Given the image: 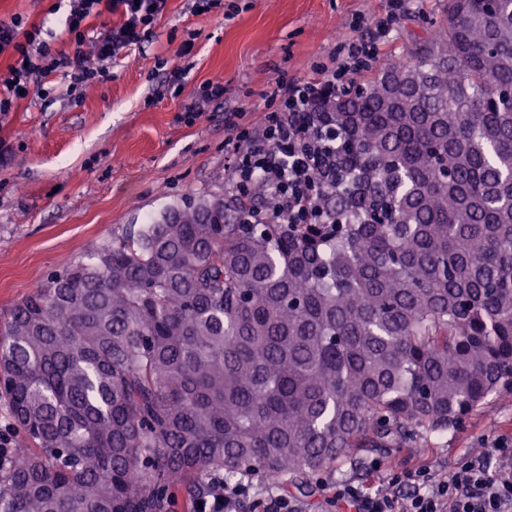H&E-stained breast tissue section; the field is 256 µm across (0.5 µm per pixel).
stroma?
<instances>
[{
  "label": "stroma",
  "instance_id": "obj_1",
  "mask_svg": "<svg viewBox=\"0 0 512 512\" xmlns=\"http://www.w3.org/2000/svg\"><path fill=\"white\" fill-rule=\"evenodd\" d=\"M195 5L168 0L139 48L85 95L57 72L45 78V96L29 94L0 112V315L49 272L126 228L187 200L231 192V143L275 108L277 85L334 66L341 39L372 38L388 11V0H221L204 14ZM69 9V0H0V23L18 17L24 29L51 30L52 51L70 54ZM442 17V0H426L397 19L380 60L404 54ZM188 39L192 53L177 57ZM177 66L186 79L176 95L167 76ZM215 80L223 81L224 96L206 99L203 89ZM510 437L512 395L496 396L459 431L432 436L429 447L393 449L381 472L368 456L355 466L342 460L313 497L293 498L302 512H348L334 497L339 484L384 490L389 472L426 465L442 474Z\"/></svg>",
  "mask_w": 512,
  "mask_h": 512
}]
</instances>
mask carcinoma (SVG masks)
Returning a JSON list of instances; mask_svg holds the SVG:
<instances>
[{"label": "carcinoma", "instance_id": "1", "mask_svg": "<svg viewBox=\"0 0 512 512\" xmlns=\"http://www.w3.org/2000/svg\"><path fill=\"white\" fill-rule=\"evenodd\" d=\"M315 104L326 224L199 197L0 316L19 437L0 512L190 509L213 479L308 490L512 393V0H445Z\"/></svg>", "mask_w": 512, "mask_h": 512}]
</instances>
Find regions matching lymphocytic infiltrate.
Returning <instances> with one entry per match:
<instances>
[{
    "label": "lymphocytic infiltrate",
    "mask_w": 512,
    "mask_h": 512,
    "mask_svg": "<svg viewBox=\"0 0 512 512\" xmlns=\"http://www.w3.org/2000/svg\"><path fill=\"white\" fill-rule=\"evenodd\" d=\"M66 28L78 44L73 54H52L49 43L25 31L22 19L0 23V54L14 62L0 79V112L10 111L35 77L54 72L68 78L73 89L83 90L107 80L109 66L140 44L147 26L161 18L167 0H72ZM109 13L116 21L103 33L90 36V17ZM92 43L93 56L82 46ZM346 60L333 71H320L280 91L282 108L265 113L259 126L241 130L237 137L233 186L240 198L271 191L278 197L283 224H319L326 217L318 205L322 184L312 178L319 154L335 150L336 139L317 118L314 105L325 87H336L363 73L379 54L378 46L345 41ZM406 485L408 494L369 493L351 484L336 488L337 500L354 512H512V448L503 441L454 469L446 480L435 479L419 468L391 479Z\"/></svg>",
    "instance_id": "f902f5d3"
}]
</instances>
